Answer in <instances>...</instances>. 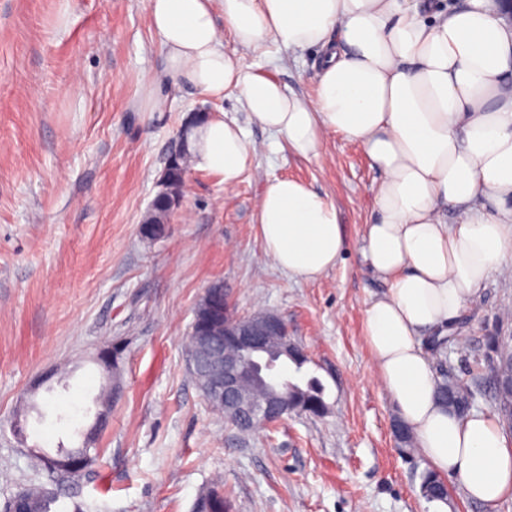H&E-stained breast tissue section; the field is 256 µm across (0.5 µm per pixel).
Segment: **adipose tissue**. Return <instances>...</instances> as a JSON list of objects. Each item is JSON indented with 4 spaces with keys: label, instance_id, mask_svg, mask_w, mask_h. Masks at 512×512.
<instances>
[{
    "label": "adipose tissue",
    "instance_id": "1",
    "mask_svg": "<svg viewBox=\"0 0 512 512\" xmlns=\"http://www.w3.org/2000/svg\"><path fill=\"white\" fill-rule=\"evenodd\" d=\"M147 8L171 84L211 98L238 91L253 121L305 157L331 132L363 146L383 174L363 247L388 285L364 320L379 377L432 471L458 478L478 502L512 497V439L496 415L460 418L439 404L421 347L512 264V22L503 0H147ZM217 8L243 47L317 49L316 99L236 64ZM189 140L198 168L228 188L255 154L245 131L219 117ZM258 234L275 266L306 280L335 268L344 248L335 204L293 178L267 184Z\"/></svg>",
    "mask_w": 512,
    "mask_h": 512
}]
</instances>
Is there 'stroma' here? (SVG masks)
<instances>
[{"label": "stroma", "instance_id": "35a3bbf8", "mask_svg": "<svg viewBox=\"0 0 512 512\" xmlns=\"http://www.w3.org/2000/svg\"><path fill=\"white\" fill-rule=\"evenodd\" d=\"M241 66L315 98V52L234 44ZM146 0H0V504L47 482L38 457L81 446L98 412L96 462L61 486L86 512H192L221 484L232 512H428L429 465L403 455L397 409L378 380L365 310L385 284L362 248L380 180L361 144L326 136L304 158L221 99L164 79ZM223 115L258 150L233 189L191 169L158 239L144 222L169 153L193 113ZM289 177L331 199L345 239L312 281L266 256L257 212L268 180ZM237 314L269 311L309 361L328 412L292 413L248 434L213 411L188 367V336L207 288ZM447 366L473 408L497 413L490 339L512 336V272L496 271L453 323ZM121 344L117 369L98 361ZM111 403H103L104 392Z\"/></svg>", "mask_w": 512, "mask_h": 512}]
</instances>
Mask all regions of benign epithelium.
I'll return each instance as SVG.
<instances>
[{"label":"benign epithelium","mask_w":512,"mask_h":512,"mask_svg":"<svg viewBox=\"0 0 512 512\" xmlns=\"http://www.w3.org/2000/svg\"><path fill=\"white\" fill-rule=\"evenodd\" d=\"M157 198L168 208L180 205L183 186L172 185L169 173H163ZM277 341L278 355L285 358L297 351L288 336V326L275 314L251 318L239 324L224 325V332L193 328L190 362L193 374H204L208 393L218 399L242 429L259 430L277 423L294 412L287 398L270 395L256 401L244 394L245 383L254 379L273 387L281 375L277 365L264 369L262 357L271 341Z\"/></svg>","instance_id":"benign-epithelium-1"}]
</instances>
